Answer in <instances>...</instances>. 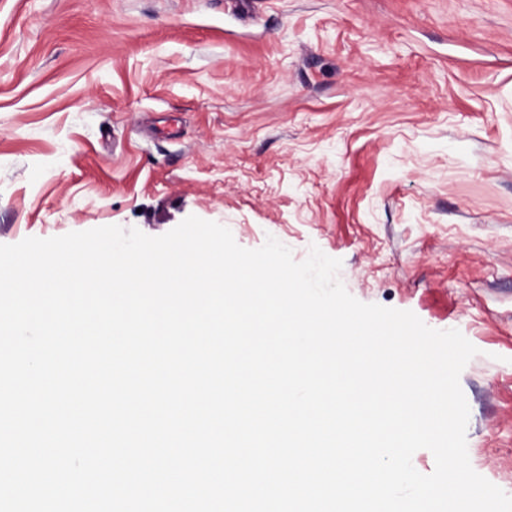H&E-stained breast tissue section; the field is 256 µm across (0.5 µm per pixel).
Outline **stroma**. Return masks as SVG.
I'll list each match as a JSON object with an SVG mask.
<instances>
[{"label": "stroma", "mask_w": 512, "mask_h": 512, "mask_svg": "<svg viewBox=\"0 0 512 512\" xmlns=\"http://www.w3.org/2000/svg\"><path fill=\"white\" fill-rule=\"evenodd\" d=\"M191 215L460 330L512 494V0H0V244Z\"/></svg>", "instance_id": "obj_1"}]
</instances>
